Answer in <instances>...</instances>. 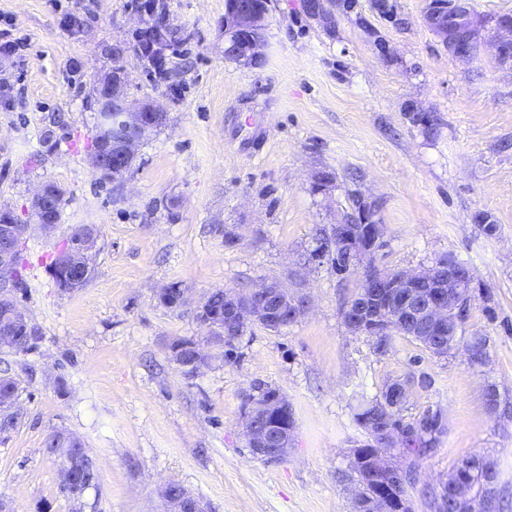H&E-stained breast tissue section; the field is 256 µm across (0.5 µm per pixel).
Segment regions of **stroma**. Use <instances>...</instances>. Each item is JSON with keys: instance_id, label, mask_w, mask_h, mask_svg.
Instances as JSON below:
<instances>
[{"instance_id": "obj_1", "label": "stroma", "mask_w": 512, "mask_h": 512, "mask_svg": "<svg viewBox=\"0 0 512 512\" xmlns=\"http://www.w3.org/2000/svg\"><path fill=\"white\" fill-rule=\"evenodd\" d=\"M392 2L396 19L358 0L327 31L304 0H271L265 61L249 68L224 57V0H165L171 45L158 79L135 38L155 18L136 0H0V44L15 45L0 57V206L27 227L18 303L42 333L31 353L0 351L20 387V420L0 431L8 512H164L171 483L212 512H353L343 475L362 439L356 400L393 381L408 384L405 418L430 410L446 425L418 487L439 488L463 456H488L512 502V67L497 64L489 38L471 58L449 53L424 22L429 0ZM115 68L129 100L166 113L117 183L91 165L96 85ZM324 169L337 176L326 195L311 189ZM45 182L66 190L50 233L29 221ZM349 192L381 204L376 266L422 270L451 255L472 269L485 293L463 336L484 339L483 363L463 345L435 356L403 338L379 356L347 330L341 310L360 277L313 252ZM483 212L494 234L476 222ZM80 224L101 229L95 273L64 293L49 265ZM267 277L307 293V315L279 333L249 328L233 361L185 376L168 345L207 342L198 301ZM173 284L186 297L177 310L159 302ZM259 382L293 408L281 462L253 456L243 434ZM491 386L507 412L489 410ZM57 431L83 441L98 471L79 507L43 451Z\"/></svg>"}]
</instances>
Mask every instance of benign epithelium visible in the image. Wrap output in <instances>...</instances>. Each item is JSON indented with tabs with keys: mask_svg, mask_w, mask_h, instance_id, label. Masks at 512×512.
<instances>
[{
	"mask_svg": "<svg viewBox=\"0 0 512 512\" xmlns=\"http://www.w3.org/2000/svg\"><path fill=\"white\" fill-rule=\"evenodd\" d=\"M308 16L330 29L336 22V10L326 0H304ZM270 9L253 7L242 0H226L224 14V44L237 48L235 62L254 67L264 57L262 48L269 32ZM427 25L441 38L448 50L459 58L474 54L487 22L478 19L470 7V0H449L448 19L438 14L425 13ZM495 29L504 31L496 45L499 64L512 66V21L499 19ZM110 87L116 109L99 113V124L112 126L115 135L112 144H103L93 153L92 165L98 173H112V181L119 182L131 170L136 150L154 123L164 112L152 102L132 104L125 95V78L119 69L100 80ZM65 190L55 184H43L36 190L31 202L34 216L60 202ZM354 209L344 211L343 219L330 225L327 235L336 242V249L344 253L347 262L340 274H354L358 269L369 273L362 277L356 290L342 308L343 323L355 335L369 331H387L391 327L417 326L444 333L449 324L460 319L472 307L474 278L456 263L436 264L420 271L381 269L374 262L375 246L384 241L385 225L381 224L378 206L360 196H353ZM25 225L11 219L0 222V303L9 307L13 320L0 324V336L14 333L24 320L17 295L23 285L15 277L18 244L23 241ZM79 242L64 250L59 263L63 276L57 287L64 291L75 280H83L90 269L89 254L97 246L95 233L75 230ZM382 287L381 293L366 289ZM309 309L308 298L282 288L274 279L263 280L249 291L224 290V315H216L206 300L194 309L197 322L208 331L223 332V321L238 322L270 328L294 324ZM172 361L187 376H194L209 364L213 355L205 352L195 341L174 340L169 345ZM291 405L282 393L267 401L248 400L243 411L245 437L253 455L278 461L288 456L293 430L288 427ZM16 416L14 395L0 391V423ZM368 469L386 473L398 480L403 472L389 456L378 453L369 459ZM357 499L368 500V505L381 502L371 491L369 479L355 481ZM163 498L179 504L177 512H209L208 505L198 497L186 500L165 487Z\"/></svg>",
	"mask_w": 512,
	"mask_h": 512,
	"instance_id": "obj_1",
	"label": "benign epithelium"
}]
</instances>
